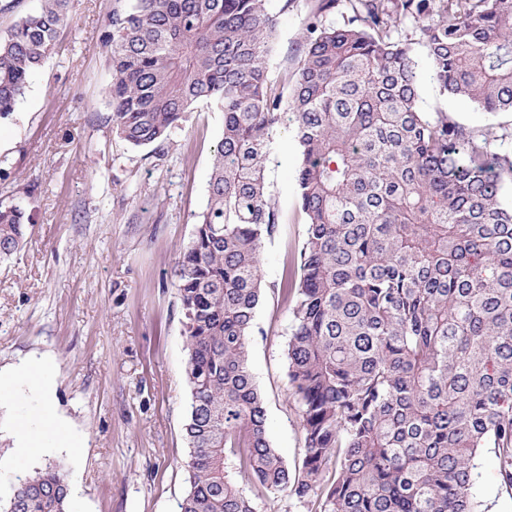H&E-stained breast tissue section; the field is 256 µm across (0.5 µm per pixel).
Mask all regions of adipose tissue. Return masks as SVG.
Listing matches in <instances>:
<instances>
[{
	"instance_id": "ef3b65f1",
	"label": "adipose tissue",
	"mask_w": 512,
	"mask_h": 512,
	"mask_svg": "<svg viewBox=\"0 0 512 512\" xmlns=\"http://www.w3.org/2000/svg\"><path fill=\"white\" fill-rule=\"evenodd\" d=\"M29 387L41 393L45 404L39 419L21 417L15 423V432L21 452L29 453L42 447L45 436H52L56 446L77 448L78 442L72 436L64 420L56 413L49 399L52 387L48 380V366L40 360H28L17 367L0 370V401L17 397L21 387Z\"/></svg>"
}]
</instances>
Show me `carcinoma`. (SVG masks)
Wrapping results in <instances>:
<instances>
[{
	"label": "carcinoma",
	"instance_id": "obj_1",
	"mask_svg": "<svg viewBox=\"0 0 512 512\" xmlns=\"http://www.w3.org/2000/svg\"><path fill=\"white\" fill-rule=\"evenodd\" d=\"M67 3L44 0L0 37L1 116L55 49ZM275 36L270 0H122L102 35L125 142L160 150L197 105L224 112L174 283L190 391L179 512H258L243 477L311 512H487L473 493L483 453L512 490V154L497 147L512 128L489 137L424 111L415 47L440 95L512 115V0H312L297 66L274 81ZM284 114L306 224L282 278L294 468L266 436L249 359L260 253L281 224L265 168ZM25 221L0 206V260ZM68 502L48 467L15 483L3 512Z\"/></svg>",
	"mask_w": 512,
	"mask_h": 512
}]
</instances>
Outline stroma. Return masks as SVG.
<instances>
[{"instance_id":"1","label":"stroma","mask_w":512,"mask_h":512,"mask_svg":"<svg viewBox=\"0 0 512 512\" xmlns=\"http://www.w3.org/2000/svg\"><path fill=\"white\" fill-rule=\"evenodd\" d=\"M116 5L69 0L54 51L14 112L0 118V204L19 205L30 217L19 249L0 261V368L48 360L55 408L80 442L74 454L49 444L18 456L12 421L37 415L41 400L0 405V499L19 478L58 466L70 512H178L189 489L190 396L174 270L206 202L224 114L213 106L188 113L160 152L113 134L102 34ZM271 7L273 69L295 68L310 2L287 8L271 0ZM416 59L426 111H446L492 137L512 123V116L440 97L426 54ZM299 161L293 126L283 123L266 166L283 222L262 248L265 293L249 342L267 438L292 466L300 465L304 442L287 378L291 319L278 286L285 260L297 256L305 237ZM474 492L489 512H512V491L502 486L493 454L481 459Z\"/></svg>"}]
</instances>
